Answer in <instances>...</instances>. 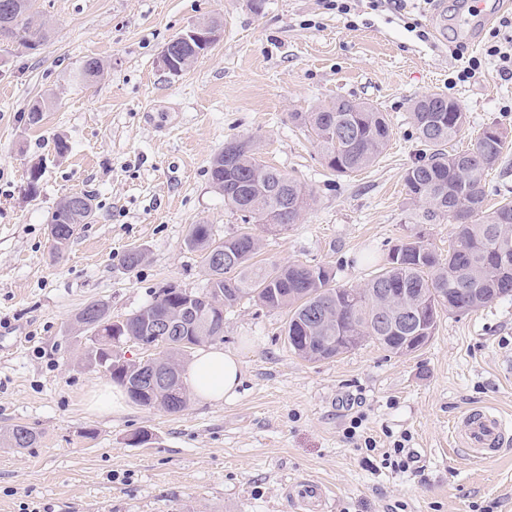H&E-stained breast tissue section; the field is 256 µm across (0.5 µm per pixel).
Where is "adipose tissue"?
Listing matches in <instances>:
<instances>
[{
    "mask_svg": "<svg viewBox=\"0 0 512 512\" xmlns=\"http://www.w3.org/2000/svg\"><path fill=\"white\" fill-rule=\"evenodd\" d=\"M238 353L220 347L199 350L186 371V381L200 400L218 403L236 397L241 381Z\"/></svg>",
    "mask_w": 512,
    "mask_h": 512,
    "instance_id": "adipose-tissue-1",
    "label": "adipose tissue"
}]
</instances>
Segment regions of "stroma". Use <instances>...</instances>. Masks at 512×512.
<instances>
[{
    "instance_id": "stroma-1",
    "label": "stroma",
    "mask_w": 512,
    "mask_h": 512,
    "mask_svg": "<svg viewBox=\"0 0 512 512\" xmlns=\"http://www.w3.org/2000/svg\"><path fill=\"white\" fill-rule=\"evenodd\" d=\"M459 12L455 0H409L398 13L360 0L347 15L328 0H264L258 12L251 0H35L48 42H0V330L20 338L0 351V430L21 424L39 440L0 443V512H297L286 487L303 477L329 489L333 512H512V448L477 463L451 445L468 409L512 423V379L500 371L512 356V299L442 315L409 355L368 341L316 363L290 351L285 313L242 302L224 315L223 347L242 362L237 397L193 399L177 413L130 401L97 409L111 380L85 360L75 321L91 301L122 320L165 286H206L185 240L195 224L223 237L243 224L209 178L233 138L254 139L314 194L299 224L259 231V261L323 264L337 285L362 286L411 230L400 218L418 153L412 101L434 92L457 101L468 116L461 149L486 124L512 131V81L486 54L491 28L461 34ZM209 20L220 24L214 44L170 75L163 47ZM90 57L105 72L86 83L78 74ZM472 58L480 76L459 80ZM340 97L385 112L394 133L373 167L345 176L288 118ZM36 101L46 109L33 126ZM76 192L91 195L95 215L60 253L50 217ZM133 247L145 258L130 270L123 255ZM355 419L374 452L348 439ZM142 431L148 443L134 444ZM403 435L409 469L381 467Z\"/></svg>"
}]
</instances>
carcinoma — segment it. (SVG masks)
I'll return each mask as SVG.
<instances>
[{"instance_id":"carcinoma-1","label":"carcinoma","mask_w":512,"mask_h":512,"mask_svg":"<svg viewBox=\"0 0 512 512\" xmlns=\"http://www.w3.org/2000/svg\"><path fill=\"white\" fill-rule=\"evenodd\" d=\"M5 39L27 49L44 45L49 31L33 18V0L19 8L0 10ZM433 112L423 101L411 105L412 135L421 146L418 159L404 174L412 207L405 210L406 224L454 223L443 254L416 232L392 247L385 263L360 288L336 284L334 271L324 265L289 263L258 266L253 259L259 238L249 224L281 232L301 221L313 195L288 173L262 160L256 142L240 141L233 157L225 152L211 162V184L224 196V205L242 215L247 226L233 235L216 237L210 224H195L186 246L197 253L209 279L205 289L189 291L170 285L152 301L122 321H114L105 303H87L76 315L90 333V361L104 368L137 404L169 413L182 411L190 400L183 370L168 375V384L156 393L144 390L132 375L135 363L112 350V343L142 335L148 323L173 312L192 297L202 307L209 298L224 299L211 310L210 325L175 341L167 358L179 356L224 338V313L243 300L270 311L286 313L284 327L289 348L299 357L318 362L358 347L345 346L344 336L371 341L391 355H403L405 337L415 336L418 350L434 336L440 313L468 315L497 300L512 297V197L504 194L497 207L486 208L482 184L485 171L502 159L508 132L498 123L486 126L471 148L455 147L466 124V113L443 93L434 94ZM291 118L306 128L327 167L349 174L374 165L388 146L393 130L387 116L366 102L338 98L310 112H293ZM82 211L56 207L51 215V235L57 252L69 245L76 228L94 216L93 199L82 195ZM222 252L227 261L213 266L212 254ZM404 305L418 315L416 327L407 331L382 328V312ZM11 448H31L38 435L23 425L4 437Z\"/></svg>"}]
</instances>
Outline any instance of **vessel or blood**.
Instances as JSON below:
<instances>
[{"label":"vessel or blood","mask_w":512,"mask_h":512,"mask_svg":"<svg viewBox=\"0 0 512 512\" xmlns=\"http://www.w3.org/2000/svg\"><path fill=\"white\" fill-rule=\"evenodd\" d=\"M455 447L464 448L473 458L493 459L505 447L512 445V431L502 419L487 408L471 409L455 423L453 429ZM290 499L301 507L302 512H327V493L317 482L302 478L290 484Z\"/></svg>","instance_id":"b4317fda"}]
</instances>
